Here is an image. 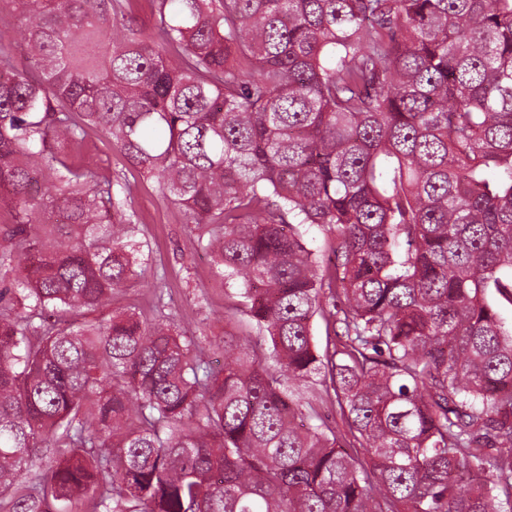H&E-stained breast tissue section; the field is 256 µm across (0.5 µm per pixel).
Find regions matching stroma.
<instances>
[{"label":"stroma","instance_id":"35a3bbf8","mask_svg":"<svg viewBox=\"0 0 512 512\" xmlns=\"http://www.w3.org/2000/svg\"><path fill=\"white\" fill-rule=\"evenodd\" d=\"M64 154L68 161L128 189L139 220L137 236L151 248L141 286L114 294L95 311V318H109L130 306L150 311L160 289L170 300L169 312L199 340L217 336L255 340L248 316L231 310L237 302L235 287L199 245L207 235L206 225L189 223L183 211L162 194L157 180L144 177L95 130H88L83 142L66 148Z\"/></svg>","mask_w":512,"mask_h":512}]
</instances>
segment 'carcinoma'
Instances as JSON below:
<instances>
[{
    "label": "carcinoma",
    "instance_id": "carcinoma-1",
    "mask_svg": "<svg viewBox=\"0 0 512 512\" xmlns=\"http://www.w3.org/2000/svg\"><path fill=\"white\" fill-rule=\"evenodd\" d=\"M0 1V506L512 512V0H153L154 39L129 0ZM89 128L213 226L258 332L223 367L160 311L77 320L148 246L63 159ZM315 375L366 459L302 422ZM24 23H26V19L23 16L5 6L0 12V42L19 44V32ZM298 229L302 232L304 240L319 254V257L331 253L334 234L328 229L309 225L299 226Z\"/></svg>",
    "mask_w": 512,
    "mask_h": 512
}]
</instances>
